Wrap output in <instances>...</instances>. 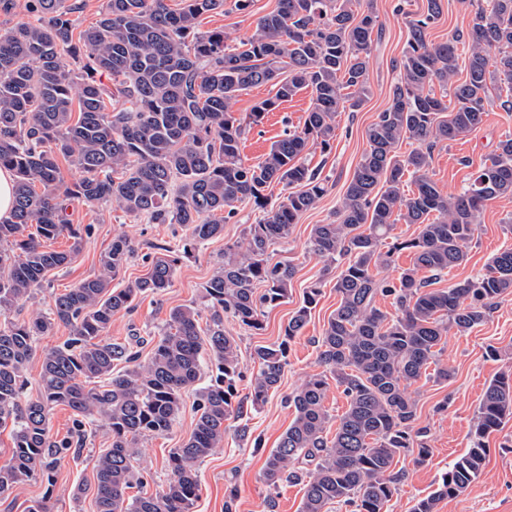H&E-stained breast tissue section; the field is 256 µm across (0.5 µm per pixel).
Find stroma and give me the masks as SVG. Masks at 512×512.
<instances>
[{"mask_svg": "<svg viewBox=\"0 0 512 512\" xmlns=\"http://www.w3.org/2000/svg\"><path fill=\"white\" fill-rule=\"evenodd\" d=\"M481 2L442 0V14L430 31L431 39L443 41L451 33L468 31ZM277 5L278 0H253L250 10L241 12L235 8L234 0H224L223 9L203 16L200 29L224 31L230 41L236 42L249 37L257 19ZM373 7L379 17V28L373 33L369 60V97L359 111L338 115L336 142L330 154L315 151L309 155L311 166L321 167L323 177L327 178L328 190L315 208L301 215L288 242L273 244L269 249L272 261L295 265L292 293L286 302L265 310L262 331H251L229 318L224 321L225 331L235 336L240 346V394H247L249 381L258 370L253 356L255 348L282 338L289 318L311 284L320 283L322 295L302 335L289 346L288 364L278 391L262 407L244 405L241 416L230 418L223 444L201 464L202 493L194 512H224V493L230 487L237 491L235 512H265L266 500L272 494L277 497V512H299L301 485L284 483L278 490H270L263 478V467L267 454L275 448L292 419L285 395L307 376L321 370L317 340L338 302L334 288L336 268L326 267L321 259L306 254L305 243L312 225L327 223L336 213L366 148V129L390 102V90L400 73L409 39V22L424 12L426 0H373ZM310 104L309 91H302L266 113L259 125L246 128L241 140L244 160L250 164L261 161L272 142L302 126ZM508 137H512V111L501 107L498 86L493 83L488 90L483 124L469 136L435 148L430 165L433 180L442 192L458 193L471 174L494 153L498 142ZM259 217V210L252 206L241 207L225 223L223 237L201 246L194 258L178 266L165 293L140 297L131 313L115 316L109 336L126 342L134 335H158L170 309L199 301L204 285L224 255L225 245L238 241L245 227ZM69 219L74 224L92 225V234L84 239L70 266L50 271L43 289L32 299L9 317L0 316L1 326L9 320L26 319L33 311L49 309L55 294L96 273L100 256L111 245L113 235L126 234L136 245V254L121 274L122 279L132 280L147 273L155 246L176 244L184 234L180 225L149 224L126 215L109 202L74 203ZM511 219L512 199L489 201L479 216L478 236L468 249L467 262L438 280V287H448L482 272L493 254L512 248V229L507 226ZM492 347L497 349V356H489ZM438 358L441 364L453 369V376L444 383L424 379L414 386L418 402L416 424L428 430L431 458L420 467L405 462L406 478L389 502L387 512H411L419 499L436 488L449 464L466 452L486 387L499 373L512 368V294L498 299L486 321L469 333L448 331ZM442 401L447 402V411H436V404ZM195 419V394L189 391L171 432L141 440L134 468L144 478L142 492L153 494L160 490L167 479L168 451L189 437ZM110 444V433L101 421H86L80 452L60 457L55 463L54 488H46L35 480L26 482L0 500V512H28L34 502L42 499L51 512H95V463ZM487 446V460L480 476L457 498L443 500L438 512H512V420L490 435Z\"/></svg>", "mask_w": 512, "mask_h": 512, "instance_id": "obj_1", "label": "stroma"}]
</instances>
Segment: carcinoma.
<instances>
[{
    "label": "carcinoma",
    "instance_id": "cac0c4a2",
    "mask_svg": "<svg viewBox=\"0 0 512 512\" xmlns=\"http://www.w3.org/2000/svg\"><path fill=\"white\" fill-rule=\"evenodd\" d=\"M487 4L467 35L456 32L441 42L429 34L441 0H427L426 11L409 21L402 73L390 104L366 130L367 147L336 219L311 229L307 252L341 266L334 285L339 303L317 341L323 371L286 397L293 420L263 469L271 487L303 485L300 512H330L334 504L348 512H386L406 477L396 468L400 458L421 466L432 454L427 430L415 426L411 387L430 367L436 381H448L452 369L436 364L448 330L471 331L512 293V248L493 255L476 277L432 287V277L467 261L487 202L512 198L511 137L455 195L443 193L429 174L437 144L462 139L483 123L489 80L506 91L501 105L512 110V0ZM222 7L224 0H181L177 8L168 0H105L100 18L75 41L65 0H27L33 19L0 34V168L16 177L12 217L0 222V316L30 300L46 274L70 264L90 236L92 225L67 219L75 200L111 201L150 224L186 231L175 248L154 246L148 272L121 288L112 281L136 247L124 235L112 237L97 274L56 295L49 312L0 327V427L11 425L12 434L10 457L0 465L1 497L30 480L53 485L54 459L72 443L51 439L49 410L65 405L77 427L99 416L111 435L95 465V512H192L202 491L200 464L224 442L226 421L241 413L239 345L224 331V318L259 331L264 309L288 300L295 267L270 262L268 249L287 239L327 192L306 154L330 153L338 114L362 106L378 16L368 0H278L249 38L230 47L224 32L198 31L199 19ZM70 58L86 59L77 79ZM461 58L466 75L455 82ZM450 81L455 106L445 118L447 106L432 86ZM261 85L274 95L249 113L250 125L303 90H311V106L302 127L250 165L241 155L243 121L233 106L242 92ZM404 141L414 148L400 154ZM60 155L79 172L68 185L60 178ZM275 184L288 194L271 204ZM245 204L262 216L246 226L242 240L224 246L202 295L210 313L206 328L192 303L170 310L145 357L132 343L107 336L113 316L130 311L141 295L166 291L178 262L223 235L224 222ZM397 216L417 225L415 237L391 240ZM64 233L73 240L69 250L45 249L43 241ZM403 249L413 254L410 266L393 280L380 277L379 269ZM320 295V284L308 288L281 341L255 349L259 368L246 395L252 406L278 389L289 345ZM379 295L392 298L395 314L376 306ZM58 324L71 336L43 354L39 393L23 401L35 338ZM206 361L215 374L200 386ZM96 378L104 383L90 386ZM332 385L346 399L336 419L325 406ZM191 388L195 426L169 450L165 484L155 494L128 497L141 480L133 466L139 440L169 433ZM509 419L512 371L487 386L471 447L412 512H436L440 501L465 492L484 468V439Z\"/></svg>",
    "mask_w": 512,
    "mask_h": 512
}]
</instances>
